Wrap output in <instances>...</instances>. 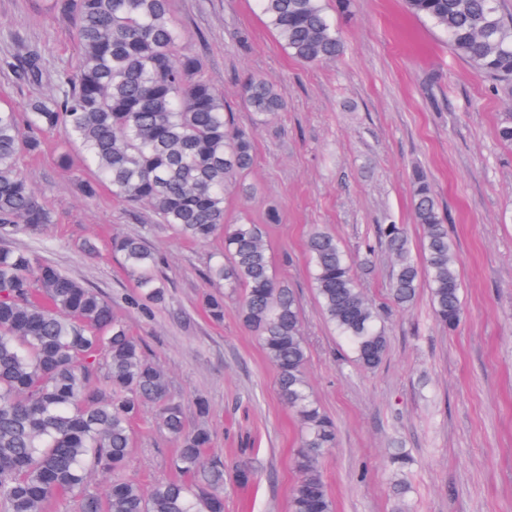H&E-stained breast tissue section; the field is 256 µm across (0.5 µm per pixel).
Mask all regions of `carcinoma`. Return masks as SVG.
<instances>
[{
	"mask_svg": "<svg viewBox=\"0 0 512 512\" xmlns=\"http://www.w3.org/2000/svg\"><path fill=\"white\" fill-rule=\"evenodd\" d=\"M256 2L295 59L318 64L344 53L324 0ZM405 3L411 14L442 30L456 56L491 81L512 84V16L502 14L499 0ZM60 5L75 20L80 62L58 73L52 95L30 100L25 120L0 108V238L39 235L53 223L19 171L18 157L39 151L40 135L54 131L80 146L84 164L115 199L149 205L160 223L192 241L224 235V253L209 266L207 279L238 295L239 317L276 371L278 396L301 428L288 512H335L320 461L336 448V424L311 391L299 301L276 278L264 228L280 222L279 211L268 208L262 224L247 215L229 224L224 216L229 192L254 194L245 184L254 164L251 133L235 126L224 95L204 78L172 0ZM16 74L22 83L38 82L39 52H30ZM242 102L260 122L284 108L274 85L262 78L245 83ZM413 202L424 234L422 258L413 255L400 225L378 228L395 258L389 298L407 307L424 284L436 320L453 329L463 317L455 251L434 192L420 174ZM306 247L327 321L362 368L378 367L387 332L340 240L317 228ZM113 249L136 277L140 293L131 305L164 303L156 259L142 238L116 239ZM100 355L108 366L103 387L92 382ZM168 387L165 373L146 358L109 300L32 252L0 248V512H47L63 494L75 497L76 512H224V480L247 486L256 472L237 463L228 474L225 466L208 462L209 432L186 429ZM148 403L176 444L175 468L196 480L145 487L127 474L132 423ZM389 463L398 476L396 494L404 497L409 457L397 448ZM95 471L112 473L102 495L85 491Z\"/></svg>",
	"mask_w": 512,
	"mask_h": 512,
	"instance_id": "obj_1",
	"label": "carcinoma"
}]
</instances>
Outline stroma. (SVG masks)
<instances>
[{
    "instance_id": "stroma-1",
    "label": "stroma",
    "mask_w": 512,
    "mask_h": 512,
    "mask_svg": "<svg viewBox=\"0 0 512 512\" xmlns=\"http://www.w3.org/2000/svg\"><path fill=\"white\" fill-rule=\"evenodd\" d=\"M345 43L336 61L302 64L288 56L255 0H174L176 20L202 73L224 94L233 119L252 129L257 195H229L226 217L280 212L269 225L275 273L299 297L306 372L337 445L322 460L335 512H512V146L496 127L512 112V91L495 89L449 49L442 31L410 15L404 0H325ZM70 13L55 0H0V103L25 112L75 67ZM43 56L37 84L9 68L31 50ZM270 81L286 104L258 125L240 102L244 81ZM60 133L18 166L53 217L38 238L9 239L36 252L110 300L115 315L169 376L188 428L209 429L205 455L249 458L257 479L224 486V512H288L300 444L296 419L280 401L276 374L241 323L236 300L210 316L204 273L223 237L198 243L159 223L143 204L110 190L86 196L90 175ZM430 183L454 242L465 314L452 330L435 319L427 290L406 308L388 306L394 258L378 225H404L412 251L423 230L413 211L416 174ZM335 234L365 295L383 308L388 348L373 370L359 367L326 323L311 286L304 243L314 227ZM142 237L160 259L164 304L129 307L134 278L114 239ZM209 405L196 411L197 399ZM413 458L411 492L398 497L387 451ZM131 473L143 485L175 477L172 440L145 407L133 425Z\"/></svg>"
}]
</instances>
